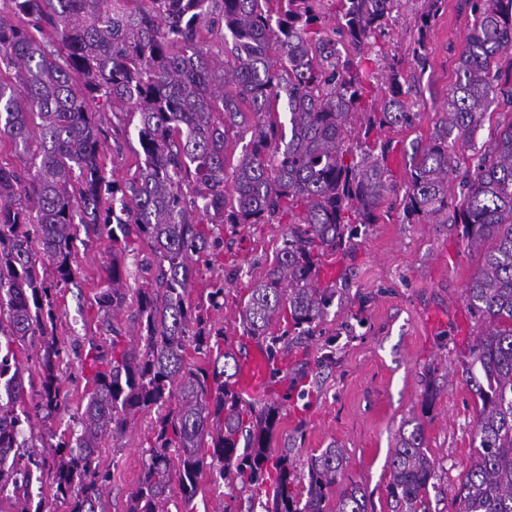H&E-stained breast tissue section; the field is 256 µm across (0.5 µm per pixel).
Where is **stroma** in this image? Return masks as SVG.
Masks as SVG:
<instances>
[{
  "label": "stroma",
  "instance_id": "35a3bbf8",
  "mask_svg": "<svg viewBox=\"0 0 512 512\" xmlns=\"http://www.w3.org/2000/svg\"><path fill=\"white\" fill-rule=\"evenodd\" d=\"M424 0H399L385 36L367 52L377 93H384L385 63L401 60L414 80L413 119L387 129L391 143L386 165L393 182L410 177L413 148L426 145L453 88L460 52L473 16L460 0H445L425 43L427 64L412 56L418 16ZM103 158L116 179L131 178L138 166L137 140L115 145L112 114L97 115ZM374 224L359 225L345 246L333 253L334 269L320 270L321 287L335 289L328 316L308 336H292L276 361L268 395L253 401V410L278 403L281 420L271 440L274 449L290 451V463L303 473L311 456L329 446L347 458L346 481L371 492L377 512L385 503L389 458L400 429L423 418L427 446L436 461L438 478L430 490L432 512H456L459 480L473 452L471 423L476 408L460 374L483 325L474 317L464 290L480 258L471 250L458 224L429 219L407 223L399 198L388 196ZM287 224L216 225L224 251L201 267L191 293L193 303H206L210 285L224 282V306L208 310L207 318L223 329L226 346L242 348L238 323L242 289L249 277H260L282 246ZM121 253L128 285L140 287L135 260L149 252L135 240L111 243L91 240L79 246L77 282L58 294V334L69 350L60 373L68 395V412L53 429L62 430L86 403L81 358L96 335L95 298L105 283L104 267ZM333 362L323 359L326 349ZM157 417L156 410L137 414L119 441L104 440L96 456L112 479L104 490L105 512H125L137 487L147 452L143 443ZM261 494L239 490L211 473H203L193 499V512H264Z\"/></svg>",
  "mask_w": 512,
  "mask_h": 512
}]
</instances>
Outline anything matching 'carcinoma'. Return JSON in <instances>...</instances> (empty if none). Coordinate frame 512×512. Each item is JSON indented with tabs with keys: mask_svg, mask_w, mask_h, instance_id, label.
Masks as SVG:
<instances>
[{
	"mask_svg": "<svg viewBox=\"0 0 512 512\" xmlns=\"http://www.w3.org/2000/svg\"><path fill=\"white\" fill-rule=\"evenodd\" d=\"M0 9V142L17 163L0 162V512H42L31 480L47 476L70 512H98L110 474L95 463L106 437L121 439L136 413L159 410L148 459L126 512H167L177 485L185 504L205 468L242 490L269 482L265 512H374L365 490L342 483L346 458L325 448L296 483L288 449L270 448L280 420L273 404L243 409L224 366L197 360L224 340L189 296L197 264L224 251L210 224H280L288 234L263 276L248 283L238 313L243 333L276 359L288 336H307L329 314L336 289L318 284L321 257L357 224H375L394 191L388 142L374 131L411 120L413 84L403 67L385 69L387 94L369 101L363 66L370 39L384 34L396 0H6ZM442 0H426L413 48L425 62V36ZM473 15L456 81L430 142L412 157L403 213L448 223V181L458 173L450 150L470 151L453 223L482 251L466 300L484 324L462 367L479 404L475 452L457 494V512H512V82L501 55L512 49V0H462ZM22 18L19 25L15 18ZM57 38L49 41L44 33ZM217 36L232 59L205 47ZM346 44L341 52L337 45ZM288 122L281 121L279 103ZM508 107L488 145L474 138L488 114ZM248 106L255 122L246 124ZM112 112V132L135 126L142 155L124 181L108 176L96 115ZM361 119L355 146L346 144ZM249 137L225 170L233 139ZM113 242L135 238L152 258L146 285L125 287L112 257L96 297L99 334L85 355L88 401L72 438L25 433L32 351L38 368L36 414L66 410L60 367L67 355L57 322L58 291L76 279L78 227ZM135 307L125 335L116 316ZM390 458L388 512H431L437 477L424 424L412 419ZM247 446L239 448L241 437Z\"/></svg>",
	"mask_w": 512,
	"mask_h": 512,
	"instance_id": "obj_1",
	"label": "carcinoma"
}]
</instances>
